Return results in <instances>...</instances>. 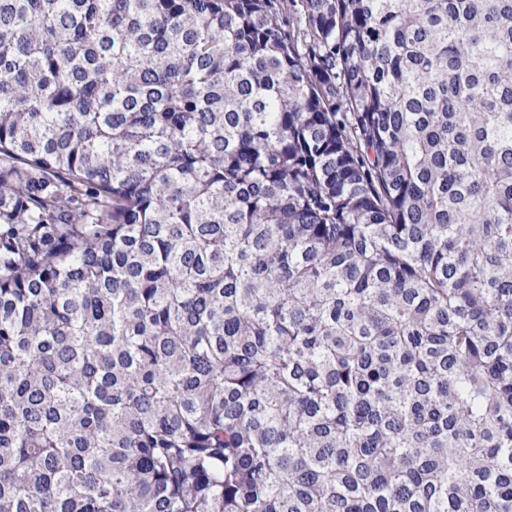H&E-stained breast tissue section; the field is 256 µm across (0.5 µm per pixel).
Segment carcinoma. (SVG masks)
<instances>
[{
    "mask_svg": "<svg viewBox=\"0 0 512 512\" xmlns=\"http://www.w3.org/2000/svg\"><path fill=\"white\" fill-rule=\"evenodd\" d=\"M0 512H512V0H0Z\"/></svg>",
    "mask_w": 512,
    "mask_h": 512,
    "instance_id": "obj_1",
    "label": "carcinoma"
}]
</instances>
